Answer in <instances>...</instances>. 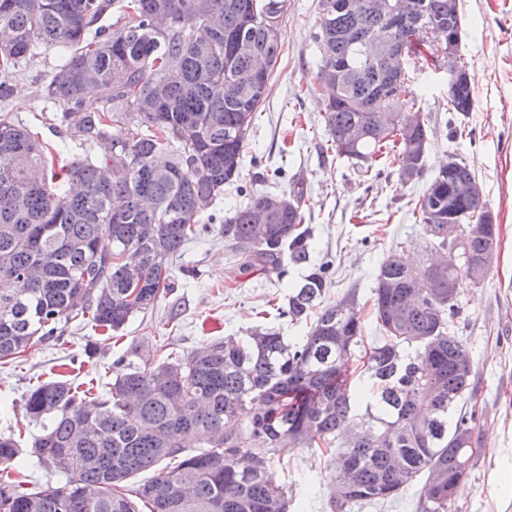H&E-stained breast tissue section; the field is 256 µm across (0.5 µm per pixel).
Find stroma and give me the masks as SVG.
<instances>
[{
    "label": "stroma",
    "mask_w": 512,
    "mask_h": 512,
    "mask_svg": "<svg viewBox=\"0 0 512 512\" xmlns=\"http://www.w3.org/2000/svg\"><path fill=\"white\" fill-rule=\"evenodd\" d=\"M319 0H288L282 28L283 52L270 79L260 114L249 132L238 186L225 189L212 205L213 221L172 270L173 290L153 310L132 317L112 339L86 321L60 324L49 340L28 346L0 364V435L13 436L22 453L30 490L64 485L66 477L29 452L39 424L26 417L23 403L35 385L58 378L93 383L105 396L115 362L128 348L154 361L184 355L255 327H272L297 340L306 323L276 319L289 289L276 279L239 269L235 252L224 244L225 216L243 206L250 193L280 195L303 186L302 208L313 229L315 259L336 270L328 300L348 289L371 304L381 262L392 253L416 261L433 259L414 205L448 157L475 173L500 239L484 282L465 287L454 332L468 345L477 390L478 452L465 486L450 512H512V0H460L464 64L474 94L472 112L448 109V68L417 63L405 95L422 100L431 130L422 177L403 181L384 159L373 175H360L347 158L329 149L323 89L316 80ZM33 65L0 69V81L25 89V104L0 102V111L37 132L42 143L64 159L66 130L60 109L41 97L39 80L62 62L59 49L38 46ZM93 356H86L88 346ZM277 475L288 487V512H331L336 484V451L293 448L277 451Z\"/></svg>",
    "instance_id": "stroma-1"
}]
</instances>
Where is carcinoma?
<instances>
[{
	"label": "carcinoma",
	"instance_id": "1",
	"mask_svg": "<svg viewBox=\"0 0 512 512\" xmlns=\"http://www.w3.org/2000/svg\"><path fill=\"white\" fill-rule=\"evenodd\" d=\"M370 3L353 0L343 10L336 0H319L317 81L324 82V69H341L325 105L328 142L358 164L391 151L398 174L412 164L420 176L430 130L420 104L404 98L409 69L391 72L356 43L385 31ZM407 4L438 37L461 26L448 0ZM164 18L170 28L153 32ZM287 18L288 0H0V29L15 34L0 67L28 63L40 44L61 50L42 97L61 108L84 152L64 161L0 114V201L21 199L16 208L0 204V280L14 285L0 291V362L79 316L117 333L172 292L173 265L202 231L200 216L240 179ZM394 36L410 44L408 65L435 54L434 43L410 32ZM233 37L253 44L252 57L233 53ZM165 66L177 69V79L139 113L146 131L124 138V116L152 95ZM473 105L469 80L448 84V111L465 114ZM353 128L363 130L356 143L348 138ZM103 139L116 149L98 161L89 152ZM159 153L170 156L162 176L152 173ZM33 167L43 170L36 187L26 184ZM104 167L112 169L108 182ZM474 178L455 159L415 204L426 244L442 252L448 212H464L455 241L466 260L413 265L389 255L373 288L384 340L359 355L357 289L325 302L335 271L311 260L302 193L282 195L288 205L272 214L264 207L269 194L251 195L224 218V241L244 271L281 281L290 269L307 268L278 309L295 323L315 316L305 336L289 343L274 328H255L183 357L122 358L94 404L67 380L37 385L24 403L25 416L42 424L31 448L68 480L30 492L22 480L1 479L0 512H288V486L273 471L283 440L341 448L338 462L350 480L332 489V512L396 497L422 474L421 512H448V484L458 476L448 462L470 468L477 447L476 410H464L474 371L456 364L470 352L454 318L462 285L484 281L488 269L476 262L500 234L490 220L484 235L473 234L489 213L483 198L451 197L454 185ZM200 434L207 442L196 450L190 444ZM63 451L74 459L71 470L56 464ZM19 454L13 437L0 436L1 464H17ZM164 460L169 470L129 485Z\"/></svg>",
	"mask_w": 512,
	"mask_h": 512
}]
</instances>
